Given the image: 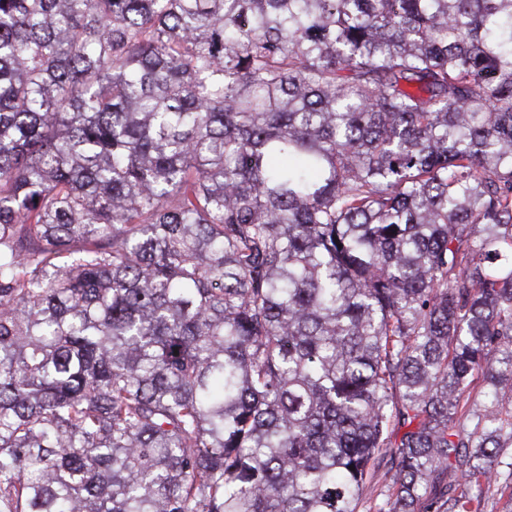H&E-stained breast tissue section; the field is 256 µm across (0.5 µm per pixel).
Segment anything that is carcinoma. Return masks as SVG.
I'll use <instances>...</instances> for the list:
<instances>
[{
    "label": "carcinoma",
    "instance_id": "obj_1",
    "mask_svg": "<svg viewBox=\"0 0 512 512\" xmlns=\"http://www.w3.org/2000/svg\"><path fill=\"white\" fill-rule=\"evenodd\" d=\"M505 383L512 0H0V512H481ZM386 471L387 466L383 463L376 479L372 483L367 484L363 494L365 505H369L370 503H372V505H374V503L382 504L385 501L390 482V475L387 476V478L385 476Z\"/></svg>",
    "mask_w": 512,
    "mask_h": 512
}]
</instances>
